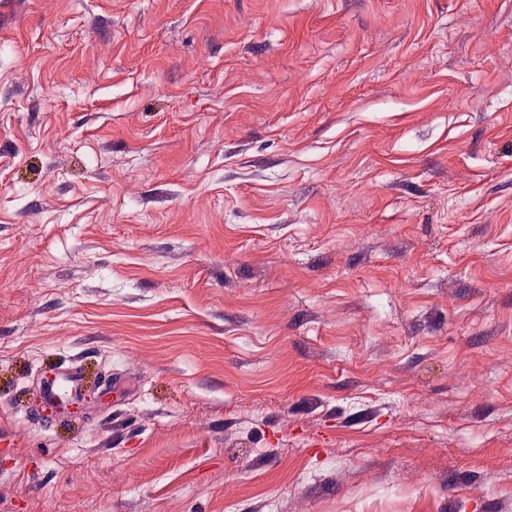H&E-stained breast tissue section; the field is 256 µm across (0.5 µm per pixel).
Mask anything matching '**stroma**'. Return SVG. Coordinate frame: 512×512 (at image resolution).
Wrapping results in <instances>:
<instances>
[{"label": "stroma", "instance_id": "stroma-1", "mask_svg": "<svg viewBox=\"0 0 512 512\" xmlns=\"http://www.w3.org/2000/svg\"><path fill=\"white\" fill-rule=\"evenodd\" d=\"M0 512H512V0H0Z\"/></svg>", "mask_w": 512, "mask_h": 512}]
</instances>
